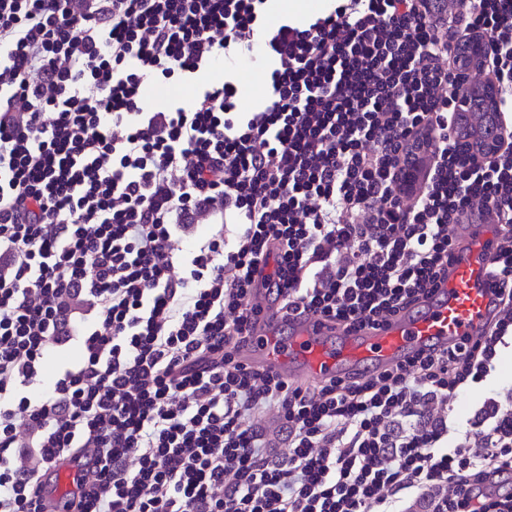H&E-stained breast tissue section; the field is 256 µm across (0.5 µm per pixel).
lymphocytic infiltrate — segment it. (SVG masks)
Segmentation results:
<instances>
[{
	"instance_id": "1",
	"label": "lymphocytic infiltrate",
	"mask_w": 512,
	"mask_h": 512,
	"mask_svg": "<svg viewBox=\"0 0 512 512\" xmlns=\"http://www.w3.org/2000/svg\"><path fill=\"white\" fill-rule=\"evenodd\" d=\"M267 2L0 0V512H47L69 457L94 469L70 512H512V385L439 412L512 346V115L485 161L448 120L475 39L512 89V0H347L303 24ZM258 46L263 108L238 111L229 77L147 104ZM205 210L232 237L175 253ZM474 217L504 230L486 336L313 386L235 359L258 288L376 324L447 275ZM269 408L281 439L252 422Z\"/></svg>"
}]
</instances>
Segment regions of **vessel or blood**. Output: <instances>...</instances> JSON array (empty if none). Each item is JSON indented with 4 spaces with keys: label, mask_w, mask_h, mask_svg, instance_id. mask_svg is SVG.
Instances as JSON below:
<instances>
[{
    "label": "vessel or blood",
    "mask_w": 512,
    "mask_h": 512,
    "mask_svg": "<svg viewBox=\"0 0 512 512\" xmlns=\"http://www.w3.org/2000/svg\"><path fill=\"white\" fill-rule=\"evenodd\" d=\"M501 232L494 224L457 225L447 278L415 310L376 325L339 329L319 317L288 319L269 296L257 293L262 312L236 356L248 367L291 382L321 384L380 372L419 352H445L485 335L501 307L491 278L490 248ZM84 478L75 467L60 469L51 496L53 512H64L65 501Z\"/></svg>",
    "instance_id": "obj_1"
}]
</instances>
